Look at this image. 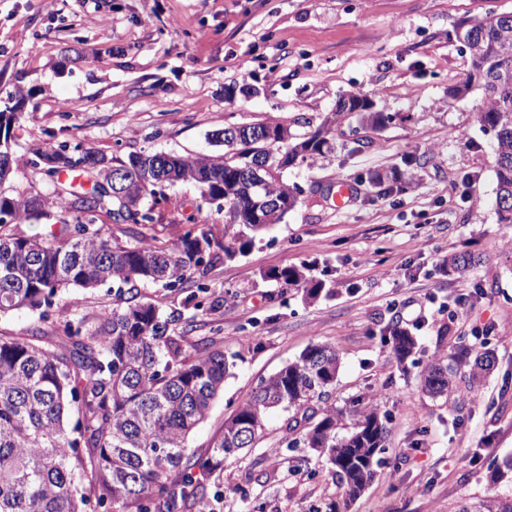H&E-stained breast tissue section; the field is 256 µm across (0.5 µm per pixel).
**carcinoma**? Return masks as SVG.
<instances>
[{
	"instance_id": "1",
	"label": "carcinoma",
	"mask_w": 512,
	"mask_h": 512,
	"mask_svg": "<svg viewBox=\"0 0 512 512\" xmlns=\"http://www.w3.org/2000/svg\"><path fill=\"white\" fill-rule=\"evenodd\" d=\"M465 24L471 70L452 90L482 93L474 118L491 134L495 151L494 210L501 224H512V12ZM366 97L342 94L334 112L314 129L291 132L283 118L224 127L213 133L224 144L218 156H170L131 152L115 168L125 172L126 192L110 184L105 159L93 151L74 160L67 145L47 146L30 165L47 178L53 196L67 201L76 223L51 218L49 201L36 194L11 196L0 190V316L40 311V325L27 336L0 335V512H206L202 476L221 471L224 459L252 448L263 436L270 413L289 412L286 429L295 433L290 448H310L326 458L349 496L360 494L376 475L385 448L387 414L376 399L361 395L349 406L314 408L337 381L342 355L314 344L298 359L262 379L224 424V432L205 457L188 451V437L208 416L239 353L227 356L211 339L184 347V327L196 323L179 311L166 313L145 297L131 295L96 323L69 318L59 310L58 292L93 289L106 283L122 289L153 283L186 293L185 304L207 290V266L232 260L249 249L258 234L279 222L299 202L298 188L285 173L297 161L314 160L331 149L346 118L382 124V112H356ZM260 172L263 204L252 187ZM73 172L92 181L77 190L60 175ZM187 182L207 203L224 212L223 229L192 224L178 241L123 246L98 223L105 216L119 224H154L153 209L138 207L149 196L168 201L165 190ZM35 218L48 234L32 238L13 225ZM475 264L470 253L443 260L449 271ZM264 277L302 288L309 301L326 293L325 284L304 269L268 270ZM447 324L440 328L435 353L420 370L421 388L450 398L459 388L481 391L496 362L486 348L468 356L465 337H453L447 350ZM396 359L416 354L417 340L397 324L382 330ZM88 476L90 491L78 479ZM458 512H512V495H495L463 505Z\"/></svg>"
}]
</instances>
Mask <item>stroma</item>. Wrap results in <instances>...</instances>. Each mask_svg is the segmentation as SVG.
<instances>
[{
  "label": "stroma",
  "instance_id": "stroma-1",
  "mask_svg": "<svg viewBox=\"0 0 512 512\" xmlns=\"http://www.w3.org/2000/svg\"><path fill=\"white\" fill-rule=\"evenodd\" d=\"M512 0H0V111L25 99L11 150L19 168L7 193H48L29 162L38 149L81 145L105 158L132 152L215 155L225 124L268 117L320 120L344 92L371 97L391 119L345 122L336 147L290 168L297 207L231 262L209 266L199 307L183 293L140 284L163 311L182 310L204 337L241 353L188 447L206 454L261 379L324 343L343 355L330 404L360 394L389 414L376 475L348 498L325 458L290 447L285 413L269 415L256 448L226 458L212 512H458L485 496L512 494L494 467L512 456V224L497 220L493 140L471 115L480 91H449L471 67L457 25ZM71 111H62V103ZM404 174L386 193L374 172ZM352 196L337 206L341 183ZM161 223L125 245L176 241L223 213L184 183L167 192ZM480 262L462 274L439 267L451 253ZM315 265L335 296L315 302L264 279L265 271ZM117 302L104 285L60 294L72 317ZM399 321L418 338L416 363H398L380 330ZM497 355L480 399H434L418 384L441 324Z\"/></svg>",
  "mask_w": 512,
  "mask_h": 512
}]
</instances>
